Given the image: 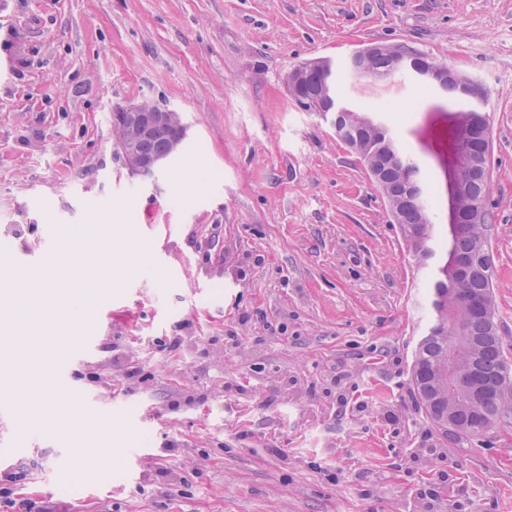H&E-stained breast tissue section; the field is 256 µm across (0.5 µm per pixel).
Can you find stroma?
Returning <instances> with one entry per match:
<instances>
[{"mask_svg":"<svg viewBox=\"0 0 512 512\" xmlns=\"http://www.w3.org/2000/svg\"><path fill=\"white\" fill-rule=\"evenodd\" d=\"M0 253L33 259L47 225L116 221L147 259L112 287L108 334L56 363L112 421L110 477L88 482L45 437L0 512H512V414L441 433L411 381L430 273L359 158L300 111L289 71L335 63L340 98L380 112L447 221L453 94L347 79L355 50L401 44L488 93L496 323L512 361V0H0ZM396 99L400 111L383 110ZM150 101L188 125L155 178L113 148L115 106ZM182 339L169 350L170 337ZM151 378L129 383L112 357ZM67 474L49 490L41 477Z\"/></svg>","mask_w":512,"mask_h":512,"instance_id":"1","label":"stroma"}]
</instances>
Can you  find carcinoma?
<instances>
[{
  "label": "carcinoma",
  "instance_id": "cac0c4a2",
  "mask_svg": "<svg viewBox=\"0 0 512 512\" xmlns=\"http://www.w3.org/2000/svg\"><path fill=\"white\" fill-rule=\"evenodd\" d=\"M399 47L383 45L364 64L372 80L392 79L398 71L394 58ZM341 111L335 113L336 137L350 147L374 173V181L386 198L391 214L406 236L407 245L422 265H432V280L427 299L433 312L427 334L419 341L412 366L414 390L427 417L435 427L448 433V422L459 423L454 437L467 440L478 433L464 426L465 420L479 416L483 431L493 428L503 414L512 409V368L507 363L495 322V305L491 267L476 271L463 280L462 271H454L449 259L459 260L489 250V224L482 220L467 225L463 233L443 228L432 220L428 195L416 196L417 187H425L421 166L400 145L395 134L370 113L358 111L337 101ZM115 136L133 140L147 155H165L177 133L169 127H124L113 129ZM486 148L476 145L474 164L457 169L455 178L463 191L464 202L472 208L485 205L490 192V180L482 167L487 164ZM478 288L485 294L490 314L474 313L467 294ZM466 331V337L453 341L456 328ZM456 369L455 382H448V365ZM480 375L492 383L482 398L472 400L469 392L473 376Z\"/></svg>",
  "mask_w": 512,
  "mask_h": 512
}]
</instances>
